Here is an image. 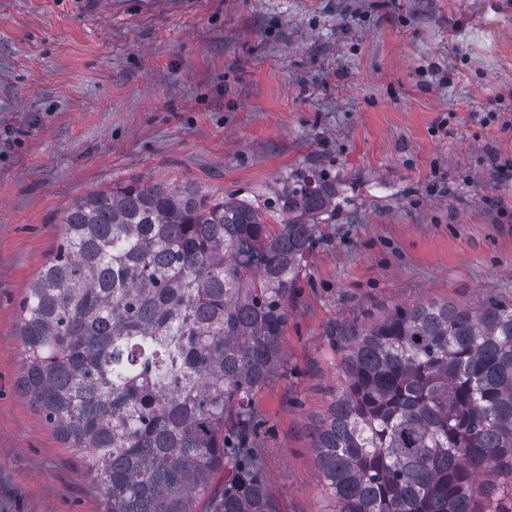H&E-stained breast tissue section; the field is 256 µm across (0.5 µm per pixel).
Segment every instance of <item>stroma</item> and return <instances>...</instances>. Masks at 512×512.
<instances>
[{
  "label": "stroma",
  "mask_w": 512,
  "mask_h": 512,
  "mask_svg": "<svg viewBox=\"0 0 512 512\" xmlns=\"http://www.w3.org/2000/svg\"><path fill=\"white\" fill-rule=\"evenodd\" d=\"M84 2L0 0V512H103L90 453L16 388L20 304L65 211L132 179L191 182L276 225L310 171L336 207L254 446L277 512H328L311 435L336 325L512 301V0Z\"/></svg>",
  "instance_id": "obj_1"
}]
</instances>
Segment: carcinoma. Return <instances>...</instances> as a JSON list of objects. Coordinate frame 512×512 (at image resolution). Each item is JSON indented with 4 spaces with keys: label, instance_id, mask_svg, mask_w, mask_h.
<instances>
[{
    "label": "carcinoma",
    "instance_id": "1",
    "mask_svg": "<svg viewBox=\"0 0 512 512\" xmlns=\"http://www.w3.org/2000/svg\"><path fill=\"white\" fill-rule=\"evenodd\" d=\"M283 199L276 229L191 184L132 180L66 212L21 303L17 388L92 452L104 512H276L254 401L336 184L304 176ZM335 347L312 436L331 512H512V301L400 306Z\"/></svg>",
    "mask_w": 512,
    "mask_h": 512
}]
</instances>
